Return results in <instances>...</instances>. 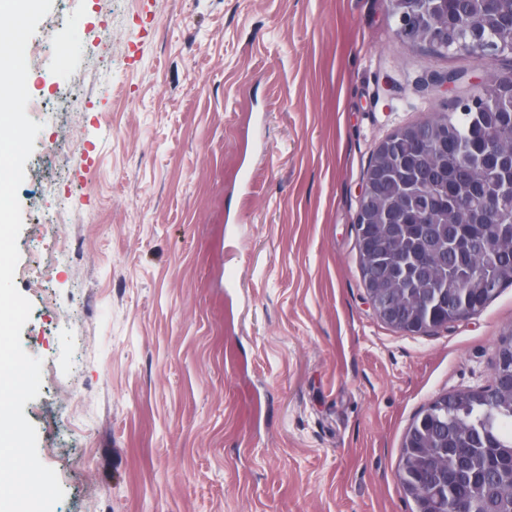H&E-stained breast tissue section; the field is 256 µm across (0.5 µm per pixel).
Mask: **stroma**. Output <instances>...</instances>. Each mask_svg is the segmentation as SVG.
Segmentation results:
<instances>
[{"mask_svg":"<svg viewBox=\"0 0 512 512\" xmlns=\"http://www.w3.org/2000/svg\"><path fill=\"white\" fill-rule=\"evenodd\" d=\"M29 46L15 284L53 512H412L404 435L490 383L512 287L426 333L382 322L363 173L451 111L421 76L512 55L411 45L385 0H53ZM62 202L64 254L41 227Z\"/></svg>","mask_w":512,"mask_h":512,"instance_id":"stroma-1","label":"stroma"}]
</instances>
